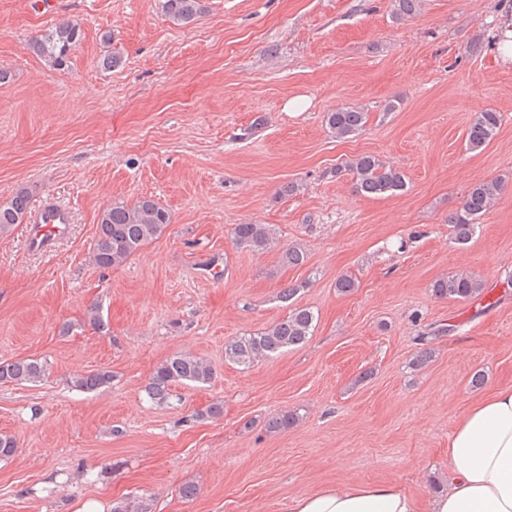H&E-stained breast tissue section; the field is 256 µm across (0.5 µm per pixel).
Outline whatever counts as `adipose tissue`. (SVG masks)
Returning a JSON list of instances; mask_svg holds the SVG:
<instances>
[{
  "mask_svg": "<svg viewBox=\"0 0 512 512\" xmlns=\"http://www.w3.org/2000/svg\"><path fill=\"white\" fill-rule=\"evenodd\" d=\"M447 488L421 499L395 482L328 485L285 512H512V386L473 403L448 438Z\"/></svg>",
  "mask_w": 512,
  "mask_h": 512,
  "instance_id": "obj_1",
  "label": "adipose tissue"
}]
</instances>
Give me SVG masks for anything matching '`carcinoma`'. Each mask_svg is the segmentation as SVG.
<instances>
[{
	"label": "carcinoma",
	"instance_id": "1",
	"mask_svg": "<svg viewBox=\"0 0 512 512\" xmlns=\"http://www.w3.org/2000/svg\"><path fill=\"white\" fill-rule=\"evenodd\" d=\"M421 0H392V18L400 21L414 15ZM162 14L177 23H190L201 13L200 0H159ZM82 32L77 23H63L45 31L32 43L33 51L55 69L68 66L72 49L81 40ZM369 112L362 107L347 106L326 113L325 124L339 140L353 138L365 128ZM501 115L492 110L476 114L466 131L469 149L477 150L489 143L501 125ZM355 179L356 192L364 196L400 191L405 187V175L394 165L374 155H361L348 165ZM502 191L498 180L478 182L470 186L460 206L450 214L448 223L456 243L466 244L475 233L478 220L491 208ZM30 193L18 190L8 201L0 202V233L11 226L26 221L29 214ZM169 212L152 198L145 197L132 205L114 201L104 210L99 220V231L93 250V261L104 269L124 265L147 242L158 238L170 224ZM236 247L251 252H278L280 265L299 267L307 255L296 245L282 246L272 226L268 224H235L232 228ZM307 283L301 282L285 289L282 299L288 302V314L260 331L244 333L224 344V361L249 368L262 359H268L285 349L305 344L313 335L316 316L308 307L291 304L293 297ZM432 293L441 299L465 302L483 300L491 294L485 283L469 274H453L435 280ZM453 331L449 325L439 324L419 337L421 348L409 362L418 371L427 366L434 356L432 341ZM49 374V366L40 359H22L0 363V382L35 383ZM213 379L211 366L201 358L189 354H176L156 367L145 386L147 397L157 405H166L177 385L207 384ZM112 381V371L98 369L72 378L73 387L93 392ZM296 416L276 413L264 424L268 433H281L293 427ZM112 512H151L147 499L127 497L112 504Z\"/></svg>",
	"mask_w": 512,
	"mask_h": 512
}]
</instances>
